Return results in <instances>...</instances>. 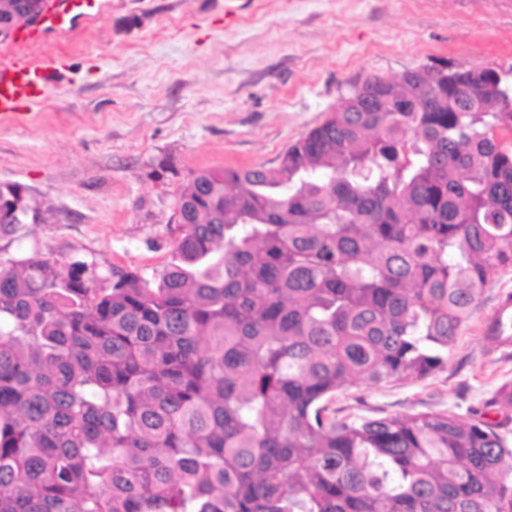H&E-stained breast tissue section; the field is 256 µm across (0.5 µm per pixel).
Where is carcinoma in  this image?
<instances>
[{
    "mask_svg": "<svg viewBox=\"0 0 512 512\" xmlns=\"http://www.w3.org/2000/svg\"><path fill=\"white\" fill-rule=\"evenodd\" d=\"M373 76L274 167L192 173L162 270L0 259V512H512L504 420L336 419L512 268V85ZM42 222L0 183V238Z\"/></svg>",
    "mask_w": 512,
    "mask_h": 512,
    "instance_id": "carcinoma-1",
    "label": "carcinoma"
}]
</instances>
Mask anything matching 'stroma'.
<instances>
[{"label": "stroma", "instance_id": "1", "mask_svg": "<svg viewBox=\"0 0 512 512\" xmlns=\"http://www.w3.org/2000/svg\"><path fill=\"white\" fill-rule=\"evenodd\" d=\"M65 79L21 126L0 128V183L29 188L44 223L0 257L81 260L100 278L149 274L173 250L191 172L272 164L369 77L424 65L512 71V0H112L56 43ZM512 270L486 288L422 380L353 387L339 416H469L512 394V348L483 327Z\"/></svg>", "mask_w": 512, "mask_h": 512}]
</instances>
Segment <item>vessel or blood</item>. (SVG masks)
Here are the masks:
<instances>
[{"label":"vessel or blood","instance_id":"vessel-or-blood-1","mask_svg":"<svg viewBox=\"0 0 512 512\" xmlns=\"http://www.w3.org/2000/svg\"><path fill=\"white\" fill-rule=\"evenodd\" d=\"M109 7L108 0H53L37 19L14 31L13 43L33 53L0 63V128L23 123L25 106L41 99L62 77L65 55L48 51L50 38H65L77 22L99 20ZM511 324L512 298L507 297L499 302L487 330L503 333Z\"/></svg>","mask_w":512,"mask_h":512}]
</instances>
